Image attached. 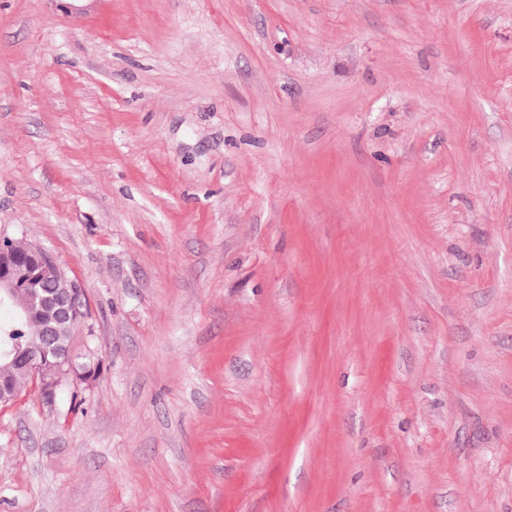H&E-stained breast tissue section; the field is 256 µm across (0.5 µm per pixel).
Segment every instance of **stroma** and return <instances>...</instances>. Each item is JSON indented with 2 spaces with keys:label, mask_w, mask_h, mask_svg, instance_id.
<instances>
[{
  "label": "stroma",
  "mask_w": 512,
  "mask_h": 512,
  "mask_svg": "<svg viewBox=\"0 0 512 512\" xmlns=\"http://www.w3.org/2000/svg\"><path fill=\"white\" fill-rule=\"evenodd\" d=\"M17 234L0 512H512V0H0ZM7 306L12 316L5 322L0 320V348L11 351L24 349L27 345L39 342L47 325L52 320V310L48 304L34 296L32 290L14 294ZM2 306H0L2 308ZM24 311L21 320L14 318V311ZM17 351L0 358V403L14 401L28 384L32 376L39 378L42 392L53 394L62 383L61 378L70 375L66 370L58 369L51 379H46L48 368L33 360V374L26 361L17 357ZM83 307L81 312L78 314L74 321H67L65 323L59 324L56 328L54 339V346L58 349H62L63 351L69 352L70 341L72 338V333L75 325L85 317L88 311V301L86 295L83 294Z\"/></svg>",
  "instance_id": "stroma-1"
}]
</instances>
